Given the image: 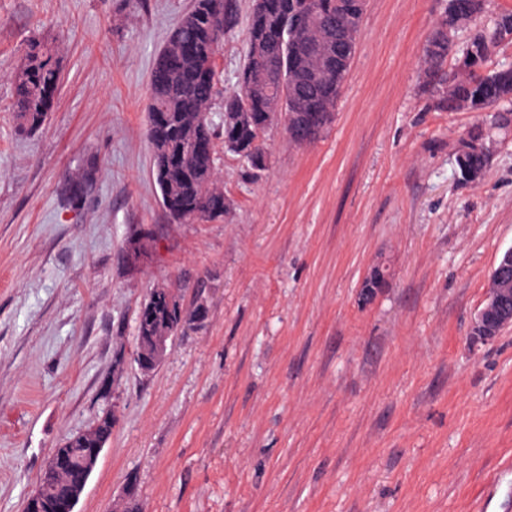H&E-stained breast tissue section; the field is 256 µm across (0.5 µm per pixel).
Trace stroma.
<instances>
[{
    "label": "stroma",
    "instance_id": "35a3bbf8",
    "mask_svg": "<svg viewBox=\"0 0 512 512\" xmlns=\"http://www.w3.org/2000/svg\"><path fill=\"white\" fill-rule=\"evenodd\" d=\"M214 59L238 89L245 17ZM191 0H0V512H24L53 448L117 417L76 507L112 512H512V328L473 336L512 247V127L484 179L453 163L478 113L440 111L423 48L445 0H366L323 137H264L252 176L215 139L223 220L162 208L147 138L150 77ZM61 81L17 129L28 44ZM152 255L133 265L139 233ZM383 288L363 297L372 267ZM207 313L138 370L150 289ZM115 379L113 398L102 393Z\"/></svg>",
    "mask_w": 512,
    "mask_h": 512
}]
</instances>
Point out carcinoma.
<instances>
[{"label": "carcinoma", "mask_w": 512, "mask_h": 512, "mask_svg": "<svg viewBox=\"0 0 512 512\" xmlns=\"http://www.w3.org/2000/svg\"><path fill=\"white\" fill-rule=\"evenodd\" d=\"M366 0H253L247 18L246 64L240 89L224 96V149L244 159L255 174L266 167L262 138L274 123H283L288 142L302 147L317 141L332 123L334 108L355 56ZM474 0H448L424 47L426 84L442 111H482L512 103V66L490 67L489 59L503 43H512V9L489 12L481 0L480 18L470 21ZM237 23L232 0H192L190 10L172 30L159 53L152 75L148 111L168 113L165 129L149 128L155 181L160 196L176 197L180 206L169 215L181 224L224 218L227 202L217 185L215 157L200 154L195 145L212 140L216 124L212 104L218 94L213 59L224 34ZM462 25L468 39L448 43V32ZM194 41L196 53L184 52ZM453 67L446 69L448 61ZM60 79L55 49L32 41L15 76L12 112L24 132L38 130L52 111ZM512 124V112H495L490 120L473 125L460 140L454 175L473 185L486 175L493 157L492 130ZM148 310L136 332V352L150 354L153 337H173L206 314L197 299L186 305L171 288L147 294ZM113 421L98 415L91 428L93 440L105 445ZM86 434L71 435L58 446L79 463L84 458ZM29 512H55L58 501L69 497L73 474L57 473ZM116 505L115 512H140L135 483Z\"/></svg>", "instance_id": "obj_1"}]
</instances>
